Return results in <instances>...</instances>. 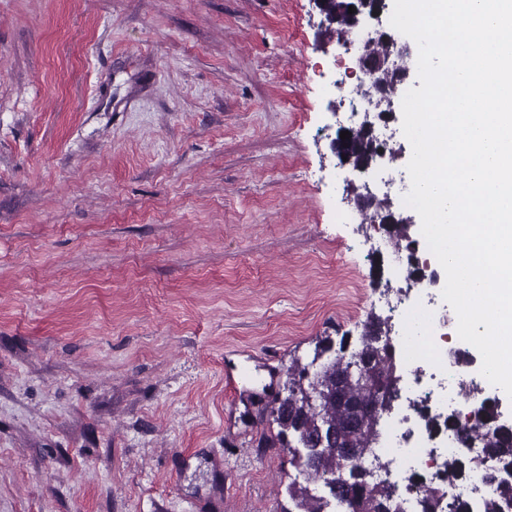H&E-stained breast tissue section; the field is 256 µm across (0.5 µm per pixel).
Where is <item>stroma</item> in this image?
Here are the masks:
<instances>
[{"mask_svg": "<svg viewBox=\"0 0 512 512\" xmlns=\"http://www.w3.org/2000/svg\"><path fill=\"white\" fill-rule=\"evenodd\" d=\"M321 20L0 0V512L289 507L266 385L401 284L336 177L351 56ZM386 129L395 158L354 184L399 205L412 148Z\"/></svg>", "mask_w": 512, "mask_h": 512, "instance_id": "obj_1", "label": "stroma"}]
</instances>
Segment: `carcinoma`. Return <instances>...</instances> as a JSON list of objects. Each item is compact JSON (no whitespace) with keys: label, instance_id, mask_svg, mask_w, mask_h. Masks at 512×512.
I'll return each instance as SVG.
<instances>
[{"label":"carcinoma","instance_id":"1","mask_svg":"<svg viewBox=\"0 0 512 512\" xmlns=\"http://www.w3.org/2000/svg\"><path fill=\"white\" fill-rule=\"evenodd\" d=\"M351 0H329V7L336 14V25L328 32L341 39L355 29L356 19L348 13ZM380 146L368 135L358 131L346 144L339 145V155L347 158L351 166L368 163L379 153ZM388 320L373 317L366 325L368 340L357 350L345 354V341L336 349V362L314 369V363L300 364L293 361L288 368V394L283 396L277 408L285 414L275 417L279 426L278 440L291 454L293 465L302 480L288 484V499L297 512H329L322 488L328 480L343 479L348 482L350 496L337 503L345 512H392L395 499L376 480L371 479L370 469L336 455L334 447L352 444L360 450L372 448L378 443L381 425L361 411V406L392 392L396 378L400 376V362L384 342ZM367 366L363 380L356 378L344 384L342 375L347 372L354 357ZM484 419L470 424L471 439L486 448L487 454L503 462L512 456V427L496 426L485 429L495 420V406H483ZM309 454H324V470L318 471L305 465ZM423 512H508L512 507V480L498 478L496 494L483 500L476 510L457 499L450 500L437 495L436 487L424 490Z\"/></svg>","mask_w":512,"mask_h":512}]
</instances>
